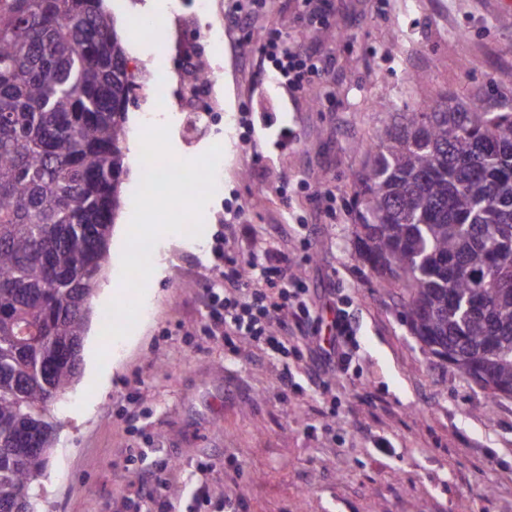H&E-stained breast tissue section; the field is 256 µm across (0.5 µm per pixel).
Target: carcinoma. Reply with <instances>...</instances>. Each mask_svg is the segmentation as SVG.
Instances as JSON below:
<instances>
[{
	"label": "carcinoma",
	"mask_w": 512,
	"mask_h": 512,
	"mask_svg": "<svg viewBox=\"0 0 512 512\" xmlns=\"http://www.w3.org/2000/svg\"><path fill=\"white\" fill-rule=\"evenodd\" d=\"M131 90L103 0H0V512H34L80 375ZM364 153L361 258L434 355L512 391V98L419 101Z\"/></svg>",
	"instance_id": "obj_1"
}]
</instances>
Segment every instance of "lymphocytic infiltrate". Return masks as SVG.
I'll list each match as a JSON object with an SVG mask.
<instances>
[{"mask_svg":"<svg viewBox=\"0 0 512 512\" xmlns=\"http://www.w3.org/2000/svg\"><path fill=\"white\" fill-rule=\"evenodd\" d=\"M258 50L281 85L294 92L303 89L312 67L301 52L287 46L280 32L265 35ZM215 254L224 263V289L206 290L202 297L211 319L206 333H223L224 345L230 349L240 339L257 343L275 360L287 358L301 344L319 355L323 374L349 371L357 344L352 317L344 307H337L333 339L330 345H322L318 339L321 320L311 310L304 283L289 274L287 257L259 259L225 246L216 248Z\"/></svg>","mask_w":512,"mask_h":512,"instance_id":"1","label":"lymphocytic infiltrate"}]
</instances>
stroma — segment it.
<instances>
[{
    "mask_svg": "<svg viewBox=\"0 0 512 512\" xmlns=\"http://www.w3.org/2000/svg\"><path fill=\"white\" fill-rule=\"evenodd\" d=\"M254 38L287 34L321 70L304 92L272 82L257 49L243 50L221 4L200 17L202 59L219 72L223 118L194 139L180 131L181 85L168 25L172 0H105L138 81L168 78L135 96L129 128L163 112L174 154L194 159L221 144L217 189L201 237L160 239L166 266L148 282L134 343L104 344L103 388L87 378L50 410L53 454L38 481L36 512H141L142 486L161 492L152 512H184L193 486L210 489L211 512H512V398H495L432 356L403 315L401 289L359 257L361 144L387 120L376 102L406 111L450 92L512 90V7L505 0H333L329 26L310 27L301 0H264ZM166 22L144 41L132 26ZM273 125L247 131L242 112ZM295 143L277 150L273 136ZM244 253L284 255L309 288L329 333L341 288L358 326L346 374L303 394L282 391L302 372L304 347L269 359L243 340L203 335L205 289L224 279L217 238Z\"/></svg>",
    "mask_w": 512,
    "mask_h": 512,
    "instance_id": "obj_1",
    "label": "stroma"
}]
</instances>
